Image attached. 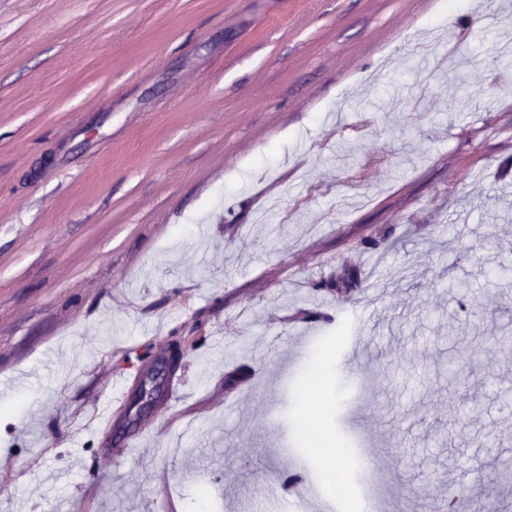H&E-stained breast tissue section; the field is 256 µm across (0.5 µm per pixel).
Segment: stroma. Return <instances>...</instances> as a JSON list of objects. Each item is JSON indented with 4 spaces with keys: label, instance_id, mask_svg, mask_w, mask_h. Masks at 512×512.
<instances>
[{
    "label": "stroma",
    "instance_id": "1",
    "mask_svg": "<svg viewBox=\"0 0 512 512\" xmlns=\"http://www.w3.org/2000/svg\"><path fill=\"white\" fill-rule=\"evenodd\" d=\"M458 3L0 0V512H361L359 446L383 512H512V0Z\"/></svg>",
    "mask_w": 512,
    "mask_h": 512
}]
</instances>
